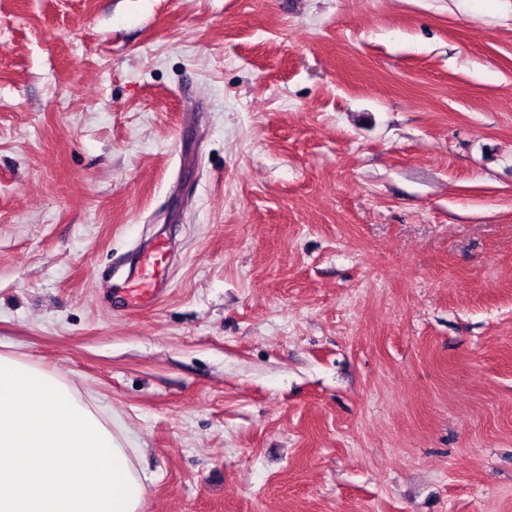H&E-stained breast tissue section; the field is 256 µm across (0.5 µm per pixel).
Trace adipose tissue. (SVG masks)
Masks as SVG:
<instances>
[{
  "mask_svg": "<svg viewBox=\"0 0 512 512\" xmlns=\"http://www.w3.org/2000/svg\"><path fill=\"white\" fill-rule=\"evenodd\" d=\"M124 431L64 377L0 352V512H142L148 477Z\"/></svg>",
  "mask_w": 512,
  "mask_h": 512,
  "instance_id": "ef3b65f1",
  "label": "adipose tissue"
}]
</instances>
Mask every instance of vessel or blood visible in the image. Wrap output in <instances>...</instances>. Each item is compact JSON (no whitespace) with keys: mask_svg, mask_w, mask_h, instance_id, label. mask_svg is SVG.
Returning a JSON list of instances; mask_svg holds the SVG:
<instances>
[{"mask_svg":"<svg viewBox=\"0 0 512 512\" xmlns=\"http://www.w3.org/2000/svg\"><path fill=\"white\" fill-rule=\"evenodd\" d=\"M167 253L168 245L162 240L154 242L143 253L138 266L127 274L119 287L118 295L124 306L131 309L150 307L166 291L168 280L160 266Z\"/></svg>","mask_w":512,"mask_h":512,"instance_id":"b4317fda","label":"vessel or blood"}]
</instances>
